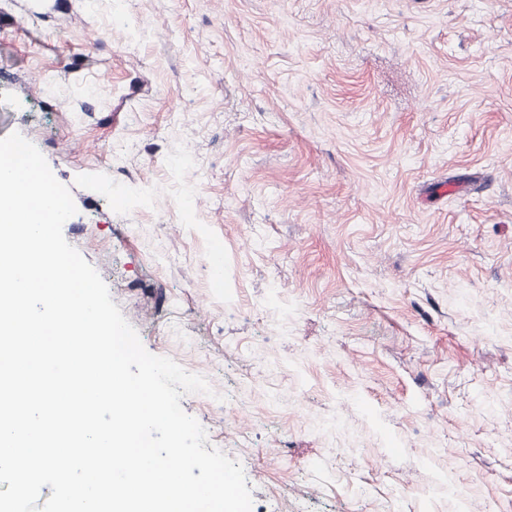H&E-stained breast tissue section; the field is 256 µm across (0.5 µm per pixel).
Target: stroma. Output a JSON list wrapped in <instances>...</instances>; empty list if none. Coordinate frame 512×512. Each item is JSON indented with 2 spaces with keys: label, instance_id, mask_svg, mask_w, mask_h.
Returning a JSON list of instances; mask_svg holds the SVG:
<instances>
[{
  "label": "stroma",
  "instance_id": "stroma-1",
  "mask_svg": "<svg viewBox=\"0 0 512 512\" xmlns=\"http://www.w3.org/2000/svg\"><path fill=\"white\" fill-rule=\"evenodd\" d=\"M14 132L252 512H512V0H0Z\"/></svg>",
  "mask_w": 512,
  "mask_h": 512
}]
</instances>
